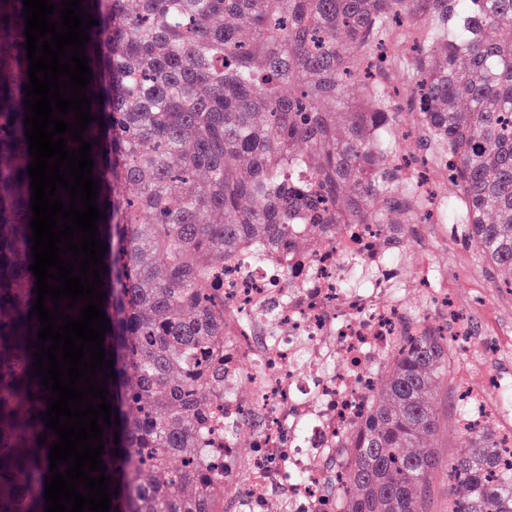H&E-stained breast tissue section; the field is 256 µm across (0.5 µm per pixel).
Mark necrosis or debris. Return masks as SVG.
<instances>
[{
    "mask_svg": "<svg viewBox=\"0 0 512 512\" xmlns=\"http://www.w3.org/2000/svg\"><path fill=\"white\" fill-rule=\"evenodd\" d=\"M356 225L335 244L224 265V367L240 374L255 403L224 398L226 512H341L345 486L336 462L348 431L367 414L385 359L404 336L430 327L405 294L426 292L439 305L455 346H466V369L488 353L469 318L448 302V274L427 248L414 255V277L397 257L368 251L385 235ZM465 423L512 411V377L494 374L489 389L466 388ZM248 456H241V449Z\"/></svg>",
    "mask_w": 512,
    "mask_h": 512,
    "instance_id": "1",
    "label": "necrosis or debris"
}]
</instances>
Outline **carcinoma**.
Returning a JSON list of instances; mask_svg holds the SVG:
<instances>
[{"instance_id": "obj_1", "label": "carcinoma", "mask_w": 512, "mask_h": 512, "mask_svg": "<svg viewBox=\"0 0 512 512\" xmlns=\"http://www.w3.org/2000/svg\"><path fill=\"white\" fill-rule=\"evenodd\" d=\"M82 0L102 27L85 53L92 79L84 140L111 134L109 193L98 230L112 239L101 277L116 390L104 428L112 460L109 512H217L224 504V261L274 252L298 224L333 235L383 224L397 244L423 199L402 176L398 113L369 60L403 16L416 20L411 70L416 159L447 171L445 221L461 226L512 288V0ZM22 0H0V512H45L53 439L33 377L39 321L28 226L31 162L23 85L29 82ZM110 78L99 110L98 68ZM358 82L356 101L345 98ZM448 330L408 339L340 469L343 512H425L439 458L426 394L448 376ZM466 453L448 462V512H512L506 436L489 420L458 427ZM119 444H114V436ZM120 455H114V449Z\"/></svg>"}]
</instances>
